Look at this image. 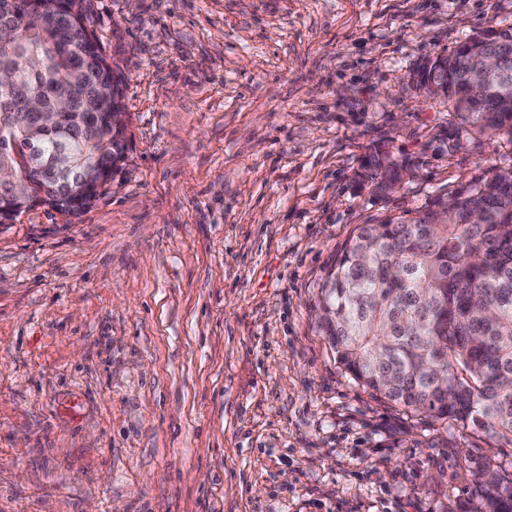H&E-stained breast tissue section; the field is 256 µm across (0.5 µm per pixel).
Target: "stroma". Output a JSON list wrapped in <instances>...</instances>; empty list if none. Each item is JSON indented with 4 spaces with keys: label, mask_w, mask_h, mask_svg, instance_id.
I'll return each instance as SVG.
<instances>
[{
    "label": "stroma",
    "mask_w": 512,
    "mask_h": 512,
    "mask_svg": "<svg viewBox=\"0 0 512 512\" xmlns=\"http://www.w3.org/2000/svg\"><path fill=\"white\" fill-rule=\"evenodd\" d=\"M130 148L85 209L0 224V512H473L512 443L352 380L317 322L365 224L512 143L417 75L512 0H92ZM383 146L392 196L355 174Z\"/></svg>",
    "instance_id": "stroma-1"
}]
</instances>
